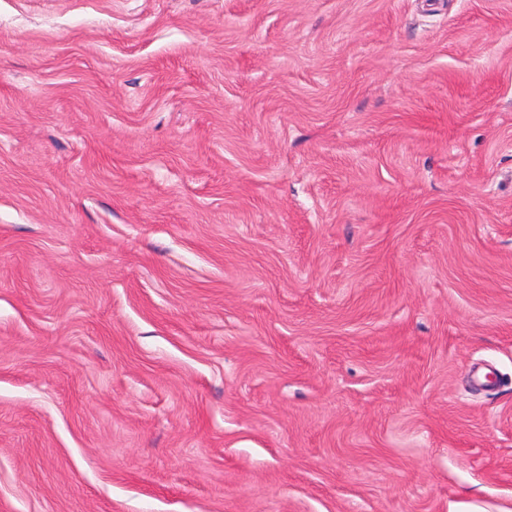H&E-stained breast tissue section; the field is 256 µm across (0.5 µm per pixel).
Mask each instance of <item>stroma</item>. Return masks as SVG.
Segmentation results:
<instances>
[{
    "mask_svg": "<svg viewBox=\"0 0 512 512\" xmlns=\"http://www.w3.org/2000/svg\"><path fill=\"white\" fill-rule=\"evenodd\" d=\"M0 512H512V0H0Z\"/></svg>",
    "mask_w": 512,
    "mask_h": 512,
    "instance_id": "stroma-1",
    "label": "stroma"
}]
</instances>
